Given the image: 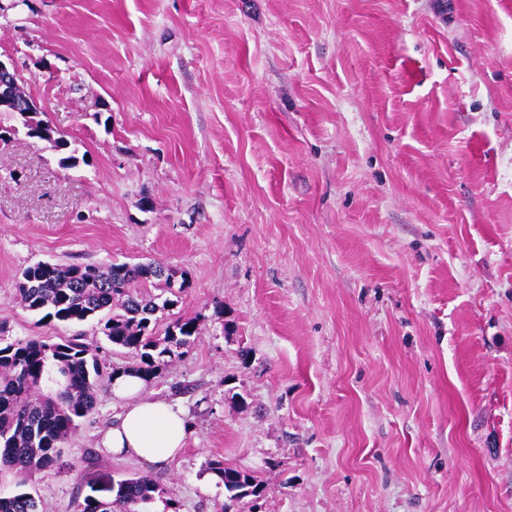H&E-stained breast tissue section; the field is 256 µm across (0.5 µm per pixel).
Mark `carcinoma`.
I'll list each match as a JSON object with an SVG mask.
<instances>
[{"mask_svg": "<svg viewBox=\"0 0 512 512\" xmlns=\"http://www.w3.org/2000/svg\"><path fill=\"white\" fill-rule=\"evenodd\" d=\"M24 127L28 136L62 153L61 165H78L77 149L65 139H51L46 125L27 122ZM150 284L162 286L168 296L151 294ZM179 293L174 272L155 263L102 267L39 261L22 271L18 284L20 304L45 318L79 324L106 313L104 336L135 355L138 363L129 370L146 379L154 374L156 359L177 355L197 338L193 319L179 318L164 336L158 335L156 313L175 305ZM104 375L96 350L77 338L50 344L0 337V472L18 479L17 491L0 495V512H43L41 502L23 487L42 470L75 468L62 458L61 445L95 411ZM209 470L231 501L265 494L263 484L243 470L219 461L210 463ZM107 491L112 496L106 500L85 496L75 512H154L158 501L175 508L164 488L147 475L114 481Z\"/></svg>", "mask_w": 512, "mask_h": 512, "instance_id": "carcinoma-1", "label": "carcinoma"}]
</instances>
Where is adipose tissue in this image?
Returning a JSON list of instances; mask_svg holds the SVG:
<instances>
[{
	"label": "adipose tissue",
	"mask_w": 512,
	"mask_h": 512,
	"mask_svg": "<svg viewBox=\"0 0 512 512\" xmlns=\"http://www.w3.org/2000/svg\"><path fill=\"white\" fill-rule=\"evenodd\" d=\"M143 387V379L135 375H114L112 391L124 405L116 421L102 434L101 444L112 453L151 464L171 462L186 445L187 415L176 403L141 398Z\"/></svg>",
	"instance_id": "obj_1"
}]
</instances>
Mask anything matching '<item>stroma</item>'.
<instances>
[{
  "mask_svg": "<svg viewBox=\"0 0 512 512\" xmlns=\"http://www.w3.org/2000/svg\"><path fill=\"white\" fill-rule=\"evenodd\" d=\"M0 60L79 158L0 112V335L133 365L20 304L39 261L164 264L159 328H199L145 388L181 456L102 448L103 384L45 512L133 474L177 512H512V0H0ZM24 127L27 129V134L33 138L44 139L49 142L50 147L57 151L62 152L64 156L60 158L61 165L66 168H73L78 165L79 159L76 156L77 149H71V143L62 138H56L53 141L51 140L50 134L48 133L49 128L43 123H26ZM210 472L223 485L224 494L231 501H241L252 497L255 501L265 494V487L253 475L237 468L226 466L223 462H212Z\"/></svg>",
  "mask_w": 512,
  "mask_h": 512,
  "instance_id": "35a3bbf8",
  "label": "stroma"
}]
</instances>
